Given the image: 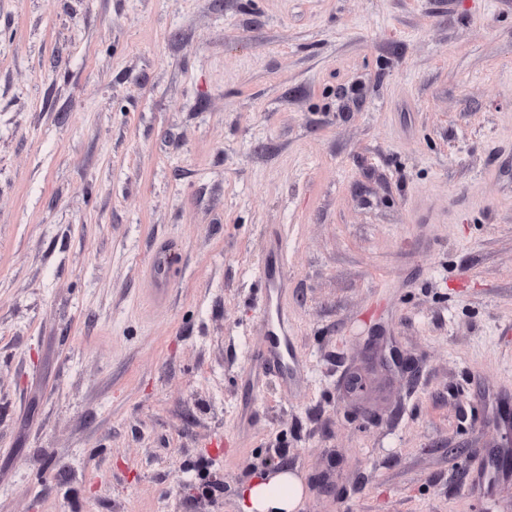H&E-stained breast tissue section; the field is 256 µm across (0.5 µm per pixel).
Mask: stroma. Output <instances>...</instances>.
<instances>
[{"instance_id": "stroma-1", "label": "stroma", "mask_w": 512, "mask_h": 512, "mask_svg": "<svg viewBox=\"0 0 512 512\" xmlns=\"http://www.w3.org/2000/svg\"><path fill=\"white\" fill-rule=\"evenodd\" d=\"M510 415L512 0H0V512H512ZM269 252L271 261L265 272L262 304L268 338L264 345L252 350L250 359L257 370L255 377L278 375L288 387V310L284 303L287 286L281 273L285 253L280 238L271 240ZM271 315L275 317L273 324ZM375 336L369 338L367 346L369 347V353L365 358L363 364L354 369L347 381V392L351 396L361 399L368 391L369 375H370V364L372 358L378 354L375 343ZM244 512H294L300 507L303 487L288 470L255 474L241 491Z\"/></svg>"}]
</instances>
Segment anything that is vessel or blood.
<instances>
[{
	"label": "vessel or blood",
	"mask_w": 512,
	"mask_h": 512,
	"mask_svg": "<svg viewBox=\"0 0 512 512\" xmlns=\"http://www.w3.org/2000/svg\"><path fill=\"white\" fill-rule=\"evenodd\" d=\"M269 252L271 261L265 272L262 308L274 322L267 327L266 343L253 349L250 359L258 375L284 378L288 375V311L284 303L286 283L281 273L285 253L280 239H272Z\"/></svg>",
	"instance_id": "vessel-or-blood-1"
}]
</instances>
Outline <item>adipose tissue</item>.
Listing matches in <instances>:
<instances>
[{
	"label": "adipose tissue",
	"mask_w": 512,
	"mask_h": 512,
	"mask_svg": "<svg viewBox=\"0 0 512 512\" xmlns=\"http://www.w3.org/2000/svg\"><path fill=\"white\" fill-rule=\"evenodd\" d=\"M303 497L300 480L290 472L262 471L241 491L244 512H297Z\"/></svg>",
	"instance_id": "adipose-tissue-1"
}]
</instances>
